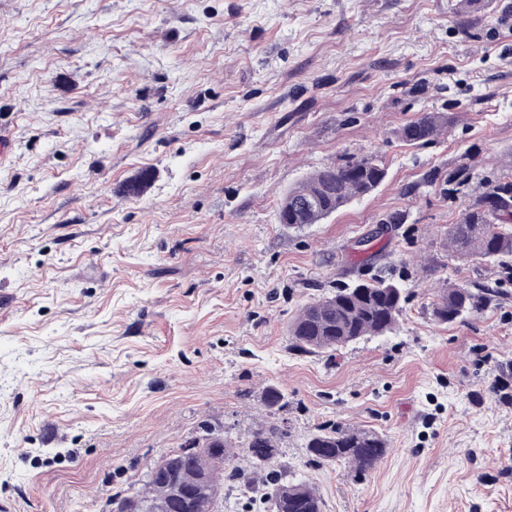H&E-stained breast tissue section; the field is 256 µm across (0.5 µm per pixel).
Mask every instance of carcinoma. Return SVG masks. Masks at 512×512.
<instances>
[{
  "label": "carcinoma",
  "mask_w": 512,
  "mask_h": 512,
  "mask_svg": "<svg viewBox=\"0 0 512 512\" xmlns=\"http://www.w3.org/2000/svg\"><path fill=\"white\" fill-rule=\"evenodd\" d=\"M448 124V115L423 112L399 131L409 143L426 145L435 140ZM386 177L383 161L373 156L353 157L343 163L325 165L306 180L288 189L280 199L278 221L290 228L302 229L318 224L353 199L378 188ZM448 242L451 253L460 258L499 259L512 255V175L480 184L461 220L450 225ZM406 296L403 289L383 279L360 281L303 305L289 325L291 346L300 353L320 354L345 347L361 339L392 332L403 315ZM483 295L470 288L445 285L432 303L434 318L451 324L477 313ZM500 401H512V361L491 387ZM276 427L256 430L245 450L244 460L251 472L260 474L275 460L265 461L252 455L253 448H270L278 455ZM197 455L185 459L164 453L156 462L157 479L112 496V512H126L133 499L150 502L161 498L172 481L185 486L196 483L206 471L212 482L232 481L241 472L238 466L224 472L232 443L208 430L195 439ZM309 460L316 464L344 463L357 476L375 469L386 453L387 443L371 430L335 426L311 434L306 443ZM270 512H323V501L303 478L274 480L267 493Z\"/></svg>",
  "instance_id": "cac0c4a2"
}]
</instances>
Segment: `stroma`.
I'll use <instances>...</instances> for the list:
<instances>
[{
  "label": "stroma",
  "mask_w": 512,
  "mask_h": 512,
  "mask_svg": "<svg viewBox=\"0 0 512 512\" xmlns=\"http://www.w3.org/2000/svg\"><path fill=\"white\" fill-rule=\"evenodd\" d=\"M456 2L0 0V507L109 512L204 427L238 454L275 425L277 469L323 512H512V404L490 392L512 256L450 253L474 187L443 186L512 171V0L469 25ZM423 112L452 121L402 141ZM370 154L374 193L279 224L289 188ZM373 277L408 296L392 334L291 349L298 309ZM447 282L489 300L436 322ZM337 425L387 438L369 475L310 463ZM448 124V115L440 112H423L399 131L400 138L408 144L426 145L435 140Z\"/></svg>",
  "instance_id": "stroma-1"
}]
</instances>
